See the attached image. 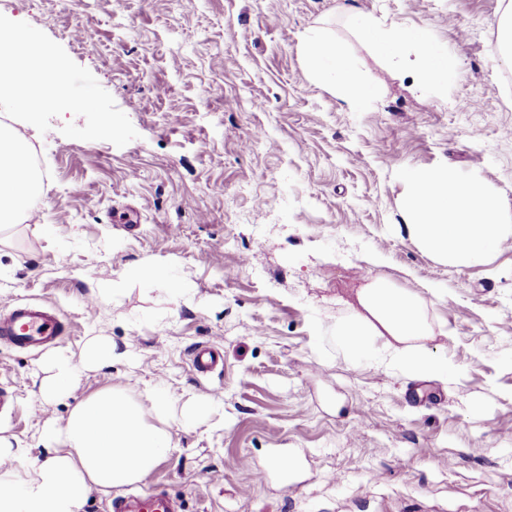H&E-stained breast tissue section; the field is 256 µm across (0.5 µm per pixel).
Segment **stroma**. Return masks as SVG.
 <instances>
[{"label": "stroma", "mask_w": 512, "mask_h": 512, "mask_svg": "<svg viewBox=\"0 0 512 512\" xmlns=\"http://www.w3.org/2000/svg\"><path fill=\"white\" fill-rule=\"evenodd\" d=\"M422 29L455 58L442 91H415L361 42L351 10ZM512 0H6L0 26L66 65L83 112L0 110L37 157L33 215L0 232V314L40 302L65 323L53 352L91 336L118 358L68 398L36 396L45 354L0 345L15 406L0 425L50 456V423L115 387L157 418L169 453L122 494L162 485L182 512H512V239L484 264L441 263L410 239L403 173L483 180L512 220ZM92 44H75L84 26ZM325 27L376 90L361 111L314 78L303 35ZM479 100L475 110L462 109ZM151 264L150 284L130 276ZM421 296L426 380L337 334L366 278ZM224 365L198 375L191 352ZM300 456L283 476L274 463ZM223 360L221 352L210 345L197 347L193 352V368L202 375L214 372Z\"/></svg>", "instance_id": "obj_1"}]
</instances>
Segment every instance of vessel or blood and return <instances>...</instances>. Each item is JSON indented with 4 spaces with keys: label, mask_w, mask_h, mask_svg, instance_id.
Wrapping results in <instances>:
<instances>
[{
    "label": "vessel or blood",
    "mask_w": 512,
    "mask_h": 512,
    "mask_svg": "<svg viewBox=\"0 0 512 512\" xmlns=\"http://www.w3.org/2000/svg\"><path fill=\"white\" fill-rule=\"evenodd\" d=\"M65 331L63 323L49 308L38 303H18L0 314V342L19 350H35L53 345ZM223 360L221 352L210 345L197 347L192 365L196 372H214ZM112 512H178L172 495L157 488L143 495L115 498Z\"/></svg>",
    "instance_id": "vessel-or-blood-1"
}]
</instances>
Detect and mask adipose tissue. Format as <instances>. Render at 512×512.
I'll return each mask as SVG.
<instances>
[{
    "label": "adipose tissue",
    "mask_w": 512,
    "mask_h": 512,
    "mask_svg": "<svg viewBox=\"0 0 512 512\" xmlns=\"http://www.w3.org/2000/svg\"><path fill=\"white\" fill-rule=\"evenodd\" d=\"M357 30L398 69L420 76L417 89L427 92L445 86L456 64L422 30H389L376 19L356 15ZM33 35L19 27L0 31V101L33 112L44 101L68 103L66 68L62 61L42 65ZM307 68L318 79H332L342 99L364 108L372 89L356 76L353 54L326 29L309 30L302 41ZM55 80L37 85L40 73ZM404 206L409 236L438 261L458 266L488 260L507 239L512 225L501 218V202L474 178L463 179L448 168L411 169L404 177ZM39 183L26 145L0 125V231L28 213ZM360 312L339 328L342 341L354 355H363L373 337L390 336L398 346L391 355L405 371L433 379L447 378V363L407 349L408 341L427 336L429 326L420 296L374 278L358 292ZM110 339L95 336L83 346L79 361L57 353L46 363L38 386L41 400L67 397L78 384L81 370L111 365ZM42 437L59 451L46 458L33 475L0 472V512H82L91 492L110 495L150 471L169 450L165 429L147 423L138 405L122 391L107 388L76 405L63 427L47 425Z\"/></svg>",
    "instance_id": "obj_1"
}]
</instances>
